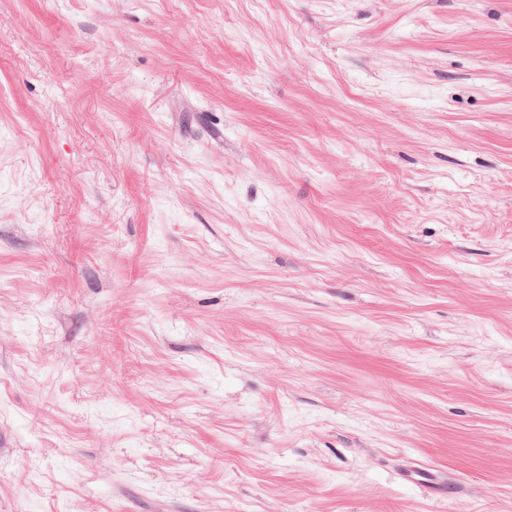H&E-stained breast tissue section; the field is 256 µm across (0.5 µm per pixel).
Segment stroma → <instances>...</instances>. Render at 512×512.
<instances>
[{"label": "stroma", "mask_w": 512, "mask_h": 512, "mask_svg": "<svg viewBox=\"0 0 512 512\" xmlns=\"http://www.w3.org/2000/svg\"><path fill=\"white\" fill-rule=\"evenodd\" d=\"M0 512H512V0H0Z\"/></svg>", "instance_id": "1"}]
</instances>
